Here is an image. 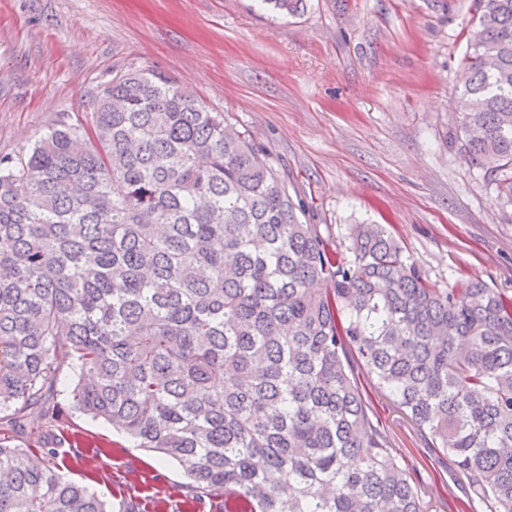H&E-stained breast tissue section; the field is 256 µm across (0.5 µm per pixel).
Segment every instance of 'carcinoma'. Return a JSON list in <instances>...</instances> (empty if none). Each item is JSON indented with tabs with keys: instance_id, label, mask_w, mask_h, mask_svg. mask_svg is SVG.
Masks as SVG:
<instances>
[{
	"instance_id": "obj_1",
	"label": "carcinoma",
	"mask_w": 512,
	"mask_h": 512,
	"mask_svg": "<svg viewBox=\"0 0 512 512\" xmlns=\"http://www.w3.org/2000/svg\"><path fill=\"white\" fill-rule=\"evenodd\" d=\"M296 14L304 0H264ZM448 144L512 195V0H474ZM268 155L165 75L131 70L0 158V421L71 407L177 462L224 512H432L363 368L512 512V296L439 288L380 224L341 250ZM53 448L0 438V512H112Z\"/></svg>"
}]
</instances>
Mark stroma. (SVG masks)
I'll use <instances>...</instances> for the list:
<instances>
[{"mask_svg": "<svg viewBox=\"0 0 512 512\" xmlns=\"http://www.w3.org/2000/svg\"><path fill=\"white\" fill-rule=\"evenodd\" d=\"M473 15V0H305L292 16L261 0H0V157H23L60 113L84 116L99 83L161 72L267 152L334 246L347 225L382 224L439 287L512 296V200L446 140ZM361 383L423 497L461 512L450 458ZM70 384L57 396L64 474L114 512L131 496L139 512H182L177 463L73 412Z\"/></svg>", "mask_w": 512, "mask_h": 512, "instance_id": "obj_1", "label": "stroma"}]
</instances>
